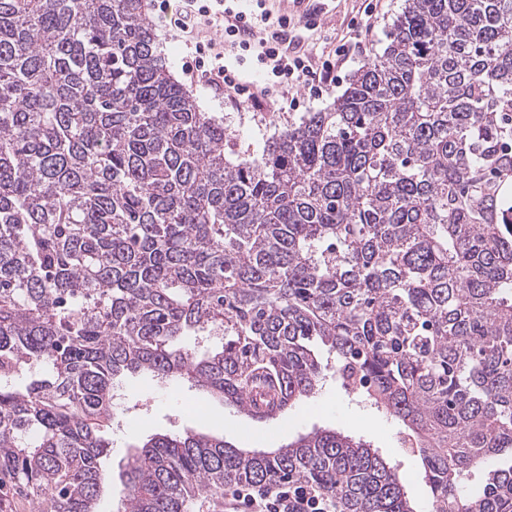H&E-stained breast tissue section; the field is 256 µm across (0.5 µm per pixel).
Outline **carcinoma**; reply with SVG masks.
<instances>
[{"label":"carcinoma","instance_id":"1","mask_svg":"<svg viewBox=\"0 0 512 512\" xmlns=\"http://www.w3.org/2000/svg\"><path fill=\"white\" fill-rule=\"evenodd\" d=\"M388 39L246 155L143 0H0V490L27 512H98L120 373L274 418L324 379L314 340L407 430L431 512H512V0H407ZM120 481L113 512L285 481L415 512L338 429L156 434Z\"/></svg>","mask_w":512,"mask_h":512}]
</instances>
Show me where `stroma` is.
Returning a JSON list of instances; mask_svg holds the SVG:
<instances>
[{"mask_svg": "<svg viewBox=\"0 0 512 512\" xmlns=\"http://www.w3.org/2000/svg\"><path fill=\"white\" fill-rule=\"evenodd\" d=\"M153 31L171 74L179 82L188 83L203 111L223 113L225 125L241 146L260 151L269 137L287 127L288 121L284 118L271 123L259 111L227 109L214 97L206 82H188L183 72L180 46L168 40L163 27L154 26ZM122 386L128 394L127 405L132 408L142 405L146 411L140 414L133 410L127 414L123 430L111 433L112 446L103 458V469L109 482H118L119 471L131 445L158 433L206 431L222 435L241 448H274L318 428H336L379 448L405 477L419 512L430 510V489L420 478L421 461L403 443L401 424L360 402L341 385L335 373L327 374L314 397L299 401L281 417L265 421L254 420L223 405L203 389L164 383L147 373L124 376Z\"/></svg>", "mask_w": 512, "mask_h": 512, "instance_id": "1", "label": "stroma"}]
</instances>
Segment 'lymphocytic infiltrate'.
Masks as SVG:
<instances>
[{
  "mask_svg": "<svg viewBox=\"0 0 512 512\" xmlns=\"http://www.w3.org/2000/svg\"><path fill=\"white\" fill-rule=\"evenodd\" d=\"M265 0H153L155 18L182 42L185 74L206 69L209 85L225 103L260 109L272 98H287L297 109V90L309 94L335 86L337 71L361 52L371 32L375 5L363 9V22H351L338 42L288 50L294 18L272 17ZM256 68L261 81L247 85L244 76ZM224 512H338L334 499L300 485H240L224 494Z\"/></svg>",
  "mask_w": 512,
  "mask_h": 512,
  "instance_id": "f902f5d3",
  "label": "lymphocytic infiltrate"
}]
</instances>
